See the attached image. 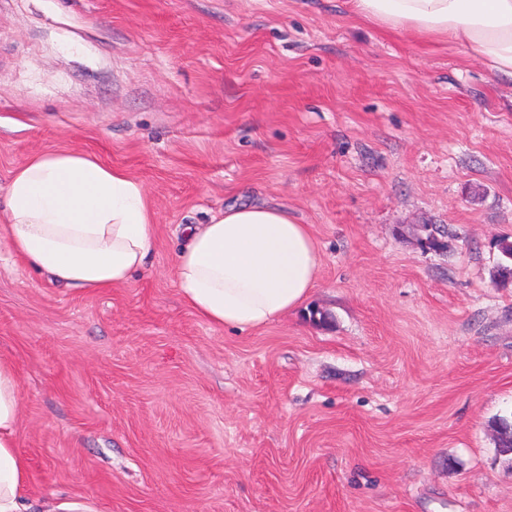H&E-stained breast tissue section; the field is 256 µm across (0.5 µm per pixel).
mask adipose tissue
I'll return each instance as SVG.
<instances>
[{"label":"adipose tissue","instance_id":"obj_1","mask_svg":"<svg viewBox=\"0 0 512 512\" xmlns=\"http://www.w3.org/2000/svg\"><path fill=\"white\" fill-rule=\"evenodd\" d=\"M349 16L425 45L451 44L512 78V0H345ZM11 254L78 291L129 285L155 246V211L125 170L72 150L33 154L0 191ZM175 262L185 304L213 326H266L298 308L317 281L308 225L281 206L240 205L182 228ZM20 389L0 358V512H33L18 452Z\"/></svg>","mask_w":512,"mask_h":512}]
</instances>
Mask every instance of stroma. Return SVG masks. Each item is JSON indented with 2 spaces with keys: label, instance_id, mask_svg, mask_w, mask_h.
<instances>
[{
  "label": "stroma",
  "instance_id": "1",
  "mask_svg": "<svg viewBox=\"0 0 512 512\" xmlns=\"http://www.w3.org/2000/svg\"><path fill=\"white\" fill-rule=\"evenodd\" d=\"M74 149L143 183L128 286L76 292L0 236V356L34 504L512 512V80L343 0H0V189ZM265 202L315 288L259 329L175 286L181 228Z\"/></svg>",
  "mask_w": 512,
  "mask_h": 512
}]
</instances>
